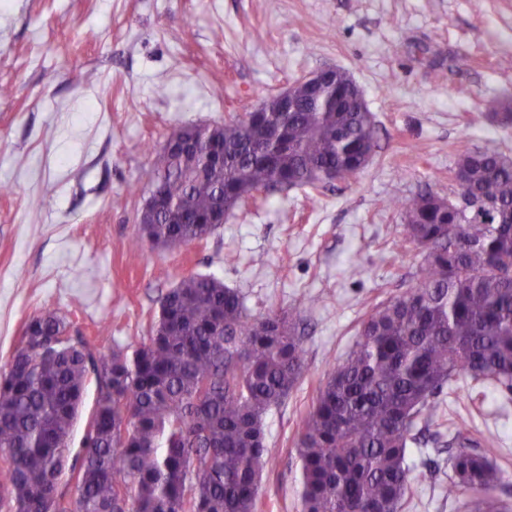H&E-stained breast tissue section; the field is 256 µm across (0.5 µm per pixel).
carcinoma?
Instances as JSON below:
<instances>
[{"mask_svg": "<svg viewBox=\"0 0 512 512\" xmlns=\"http://www.w3.org/2000/svg\"><path fill=\"white\" fill-rule=\"evenodd\" d=\"M298 91L296 108L266 99L212 128L200 176L183 151L157 170L153 192L176 206L152 214L131 240L188 246L210 237L222 209L292 188L317 197L373 160L375 120L342 85ZM481 111L512 122L496 98ZM492 200L466 215L431 192L403 205L404 242L423 253L416 284L374 305L347 355L330 368L297 431L302 512H402L412 493L411 446L443 426L444 395L459 384L512 397V159L466 151L450 180ZM300 322L253 315L213 275L180 279L157 321L126 346L70 336L48 308L0 367V512H257L269 462L265 418L303 378ZM94 402L70 464L84 396ZM448 497L484 493L474 512H512L490 495L501 472L473 448L472 424L452 425Z\"/></svg>", "mask_w": 512, "mask_h": 512, "instance_id": "carcinoma-1", "label": "carcinoma"}]
</instances>
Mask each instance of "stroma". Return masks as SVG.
<instances>
[{
	"label": "stroma",
	"instance_id": "stroma-1",
	"mask_svg": "<svg viewBox=\"0 0 512 512\" xmlns=\"http://www.w3.org/2000/svg\"><path fill=\"white\" fill-rule=\"evenodd\" d=\"M333 66L376 121L373 162L317 200L302 189L235 209L207 240L144 243L136 214L168 138L245 112L295 78ZM0 365L25 323L54 306L73 336L145 335L158 300L188 275L238 289L251 313L297 310L306 372L266 418L270 464L258 512H301L297 423L368 307L409 288L422 261L402 249L389 206L447 196L460 154L512 158V127L482 115L512 101V0H0ZM234 252L235 265L224 263ZM317 298L297 308L302 297ZM450 419L497 432L512 504V400L472 394ZM448 454L413 452L403 512H464Z\"/></svg>",
	"mask_w": 512,
	"mask_h": 512
}]
</instances>
